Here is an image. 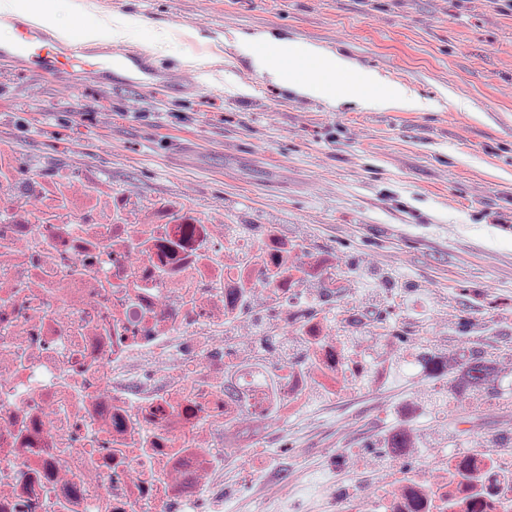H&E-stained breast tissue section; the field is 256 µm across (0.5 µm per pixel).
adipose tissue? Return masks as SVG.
<instances>
[{"label": "adipose tissue", "instance_id": "adipose-tissue-1", "mask_svg": "<svg viewBox=\"0 0 512 512\" xmlns=\"http://www.w3.org/2000/svg\"><path fill=\"white\" fill-rule=\"evenodd\" d=\"M238 43L254 66L273 81L286 83L289 89L322 99L333 107L345 103L363 106L375 97L385 107L393 108L411 99L406 87L388 84L377 71L358 68L354 61L316 44L290 41L268 32L240 36ZM298 59L319 61L320 75L301 79L293 67ZM349 72L355 75L353 84L339 86L337 76Z\"/></svg>", "mask_w": 512, "mask_h": 512}]
</instances>
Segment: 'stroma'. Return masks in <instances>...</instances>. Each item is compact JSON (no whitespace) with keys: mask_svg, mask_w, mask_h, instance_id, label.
<instances>
[{"mask_svg":"<svg viewBox=\"0 0 512 512\" xmlns=\"http://www.w3.org/2000/svg\"><path fill=\"white\" fill-rule=\"evenodd\" d=\"M126 20L129 49L191 70L194 87L151 91L40 77L0 63V143L28 170L90 172L143 198L189 194L228 224H280L346 269L343 298L386 314L396 357L376 393L310 400L263 446L292 486L313 471L344 486L372 466L400 403L431 396L410 363L425 349L481 355L512 381V10L494 0H93ZM314 42L403 83L433 110L336 109L271 82L240 33ZM416 423L424 470L464 430L512 438V399L458 385ZM256 459L224 473L216 512H288Z\"/></svg>","mask_w":512,"mask_h":512,"instance_id":"1","label":"stroma"}]
</instances>
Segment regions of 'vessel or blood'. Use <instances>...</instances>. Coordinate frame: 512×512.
<instances>
[{"label":"vessel or blood","mask_w":512,"mask_h":512,"mask_svg":"<svg viewBox=\"0 0 512 512\" xmlns=\"http://www.w3.org/2000/svg\"><path fill=\"white\" fill-rule=\"evenodd\" d=\"M14 39L0 46V60L21 65L38 74H70L111 83L113 76L123 75L125 82L151 86L186 83L184 74L157 66L150 60L129 51L112 49L89 51L80 42L63 45L46 31L20 19H13Z\"/></svg>","instance_id":"obj_1"}]
</instances>
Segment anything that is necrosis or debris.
I'll list each match as a JSON object with an SVG mask.
<instances>
[{
    "mask_svg": "<svg viewBox=\"0 0 512 512\" xmlns=\"http://www.w3.org/2000/svg\"><path fill=\"white\" fill-rule=\"evenodd\" d=\"M339 272L280 225L23 173L0 144V512H210L209 476L311 390L384 380L325 321ZM261 321L300 355L255 352ZM382 453L390 479L336 489L331 512H512V455L493 443L422 472L403 424Z\"/></svg>",
    "mask_w": 512,
    "mask_h": 512,
    "instance_id": "obj_1",
    "label": "necrosis or debris"
}]
</instances>
